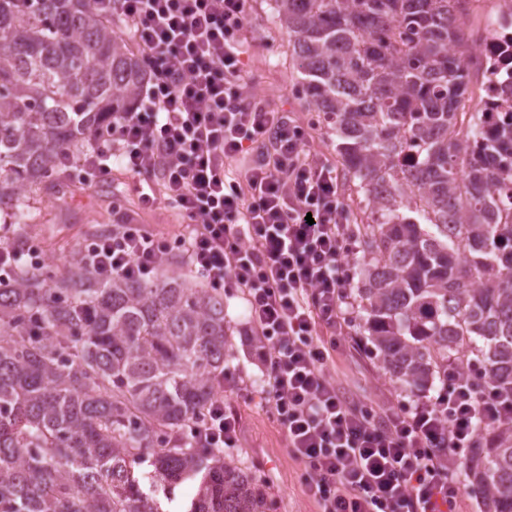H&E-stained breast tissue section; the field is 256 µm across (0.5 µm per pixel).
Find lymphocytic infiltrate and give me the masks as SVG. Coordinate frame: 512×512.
<instances>
[{
  "instance_id": "lymphocytic-infiltrate-1",
  "label": "lymphocytic infiltrate",
  "mask_w": 512,
  "mask_h": 512,
  "mask_svg": "<svg viewBox=\"0 0 512 512\" xmlns=\"http://www.w3.org/2000/svg\"><path fill=\"white\" fill-rule=\"evenodd\" d=\"M120 16L146 66L142 88L86 153L61 160L89 189L120 161L140 207H176L188 231L119 224L88 238L81 257L100 279L138 282L178 250L209 287L242 293L262 343L263 399L309 470L320 512H455L466 449L512 426V384L452 368L413 404H350L329 364L345 349L354 228L335 166L305 152L307 126L244 92L247 0H121ZM260 148V160L229 170V159ZM192 435L235 447L238 422L223 398Z\"/></svg>"
}]
</instances>
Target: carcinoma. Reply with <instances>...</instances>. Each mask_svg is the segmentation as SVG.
<instances>
[{
  "label": "carcinoma",
  "instance_id": "carcinoma-1",
  "mask_svg": "<svg viewBox=\"0 0 512 512\" xmlns=\"http://www.w3.org/2000/svg\"><path fill=\"white\" fill-rule=\"evenodd\" d=\"M301 91L336 130L366 222L357 306L412 391L448 362L512 382V106L458 125L470 0H272ZM97 0H0V204L18 246L78 150L145 71ZM224 293L192 274L101 281L72 256L0 284V512H270L256 476L195 444L232 356ZM512 512V427L467 450Z\"/></svg>",
  "mask_w": 512,
  "mask_h": 512
}]
</instances>
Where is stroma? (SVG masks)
<instances>
[{
    "mask_svg": "<svg viewBox=\"0 0 512 512\" xmlns=\"http://www.w3.org/2000/svg\"><path fill=\"white\" fill-rule=\"evenodd\" d=\"M248 12L243 73L247 93L267 98L274 109L310 125L307 153L312 159L337 163L336 136L318 122L298 91L288 36L276 24L270 0H249ZM37 206L44 220L33 225L32 230L57 263L76 254L83 239L127 217L172 235L186 230L181 216L171 208L161 205L150 211L141 210L130 178L120 171L91 191L83 189L77 179L66 178L59 191L41 194ZM224 310L232 326L233 357L227 369L242 376L249 385L247 392L227 400L239 427L238 445L228 449L227 454L238 466L260 477L273 503L272 512H319L317 503L305 492L308 473L304 465L289 453L282 428L264 405L263 366L241 294L225 293ZM330 373L346 399L356 404L388 399L408 404L413 400L412 392L396 383L374 357L360 351L338 356Z\"/></svg>",
    "mask_w": 512,
    "mask_h": 512,
    "instance_id": "35a3bbf8",
    "label": "stroma"
}]
</instances>
